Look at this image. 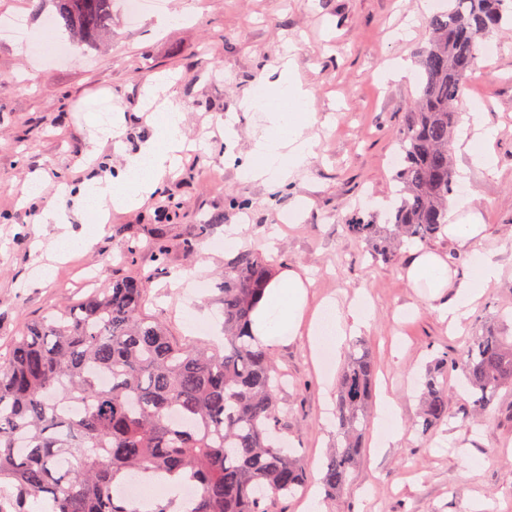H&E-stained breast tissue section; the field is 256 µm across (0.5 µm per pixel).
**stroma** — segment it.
<instances>
[{
  "instance_id": "35a3bbf8",
  "label": "stroma",
  "mask_w": 512,
  "mask_h": 512,
  "mask_svg": "<svg viewBox=\"0 0 512 512\" xmlns=\"http://www.w3.org/2000/svg\"><path fill=\"white\" fill-rule=\"evenodd\" d=\"M165 2L178 23L163 24V14L149 11L130 25L117 2L111 38L60 59L39 62L14 42L0 41V344L47 306L80 297L91 270L101 288L116 277L153 273L148 314L180 342L199 341L187 313L196 310L209 323L219 314L225 255L216 244L235 224L248 248L313 279L311 303L364 293L376 309L361 339L375 356L377 385L386 386L401 409L403 436L378 454L364 448L348 488L324 501V512H512V388L481 410L463 372H451L447 420L431 437L418 430L420 381L442 352H455L488 329L512 337V30L493 37L496 53L480 55L459 105L480 112L483 127L493 130V171L472 166L462 146L452 148L455 168L467 169L470 182L455 186L454 194L468 196L484 233L464 248L444 235L429 245L455 255L461 277L474 251L492 254L502 268L452 328L410 287L404 256L373 261L348 230L387 220L391 158L418 84V52L429 39V0ZM393 60L407 64V76L380 82L377 69ZM286 67L311 91L315 117L308 133L316 146L293 183L273 189L243 180L236 160L261 132L260 111L246 105L256 82L278 79ZM161 73L175 77L191 150L141 207L112 210L91 251H70L50 279L34 282L49 243L60 232L83 229L76 197L57 198L58 185L77 187L122 170L125 154L153 133L141 101ZM117 106L127 116L122 155L101 143L96 128ZM228 118L237 134L231 145L224 140ZM37 172L46 188L33 200L27 190ZM301 197L299 219L281 223ZM54 198L68 225L40 223ZM158 223L168 244L162 262L133 248ZM204 223L210 230L202 236ZM192 280L196 288L186 290ZM272 355L287 379L281 436L314 488L337 429L331 388L305 342L275 347Z\"/></svg>"
}]
</instances>
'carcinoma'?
Masks as SVG:
<instances>
[{
    "mask_svg": "<svg viewBox=\"0 0 512 512\" xmlns=\"http://www.w3.org/2000/svg\"><path fill=\"white\" fill-rule=\"evenodd\" d=\"M113 0H25L89 48L112 35ZM512 27V0H448L428 19L420 81L397 140L385 224L350 233L387 259L405 243L444 233L454 183L458 106L480 41ZM273 261L249 248L224 264V344H183L146 313L150 276L112 280L76 302L54 304L0 348V512H140L116 489L174 474L195 489L190 512H272L305 487L301 463L276 427L285 384L249 331ZM464 372L472 404L485 408L512 386V343L487 331L421 381L420 433L448 418V373ZM376 363L363 344L336 383V443L323 465L328 496L343 493L363 452Z\"/></svg>",
    "mask_w": 512,
    "mask_h": 512,
    "instance_id": "obj_1",
    "label": "carcinoma"
}]
</instances>
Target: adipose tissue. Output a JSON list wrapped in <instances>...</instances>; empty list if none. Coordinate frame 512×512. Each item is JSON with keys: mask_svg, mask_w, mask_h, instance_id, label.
Segmentation results:
<instances>
[{"mask_svg": "<svg viewBox=\"0 0 512 512\" xmlns=\"http://www.w3.org/2000/svg\"><path fill=\"white\" fill-rule=\"evenodd\" d=\"M154 89L164 93L165 99L155 114L152 137L127 157L126 190L115 189L109 180L86 182L79 191V201L88 213L102 217L113 207L129 209L141 205L161 177L173 169L184 140V115L171 83L158 82ZM308 98V90L290 75L274 83L259 84L250 105L261 111L265 125L242 169L244 178L284 186L294 172L308 164L313 156V143L305 135L313 122L312 113L305 109ZM405 276L411 287L427 285L424 299L436 304L453 326L478 298L480 287L499 278L500 267L490 255L473 253L468 276L460 281L449 275L448 262L441 254L414 248L406 260ZM313 286V280L296 269L280 271L262 292L251 332L268 347L302 337L312 351L340 357L350 336L371 327L375 309L362 294L346 303L327 297L318 305L312 320H305ZM373 435L378 449L390 447L402 435L400 408L389 394H381L378 399Z\"/></svg>", "mask_w": 512, "mask_h": 512, "instance_id": "1", "label": "adipose tissue"}]
</instances>
